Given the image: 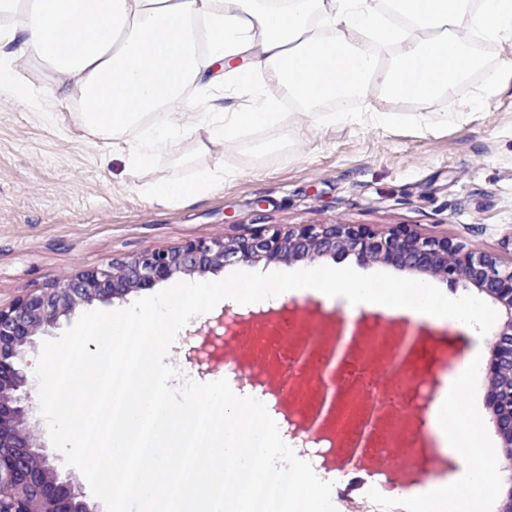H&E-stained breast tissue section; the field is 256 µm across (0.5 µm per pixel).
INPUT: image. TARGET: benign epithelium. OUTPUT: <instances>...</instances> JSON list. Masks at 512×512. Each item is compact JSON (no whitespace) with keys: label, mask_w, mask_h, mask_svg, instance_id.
Masks as SVG:
<instances>
[{"label":"benign epithelium","mask_w":512,"mask_h":512,"mask_svg":"<svg viewBox=\"0 0 512 512\" xmlns=\"http://www.w3.org/2000/svg\"><path fill=\"white\" fill-rule=\"evenodd\" d=\"M353 257L472 288L505 308L508 320L490 343L483 372L502 430L512 436V264L446 237L405 228L379 233L362 224H297L233 239L198 238L145 249L120 262L81 272L0 308V512H92L82 486L50 464L35 433L26 355L35 338L95 301L110 304L176 277L204 275L236 262L315 263Z\"/></svg>","instance_id":"7a95c632"}]
</instances>
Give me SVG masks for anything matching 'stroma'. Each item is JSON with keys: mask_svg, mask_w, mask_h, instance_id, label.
<instances>
[{"mask_svg": "<svg viewBox=\"0 0 512 512\" xmlns=\"http://www.w3.org/2000/svg\"><path fill=\"white\" fill-rule=\"evenodd\" d=\"M32 98L0 96V307L27 292L145 249L248 235L295 224H367L448 237L512 261V82L483 112L445 131L398 132L372 123L317 125L296 112L281 125L292 151L264 162L239 146L179 132L152 167L129 161L138 132L102 137L53 94L56 72L18 43L0 46ZM216 171L215 187L187 203H156L150 183ZM468 359L466 324H425Z\"/></svg>", "mask_w": 512, "mask_h": 512, "instance_id": "obj_1", "label": "stroma"}]
</instances>
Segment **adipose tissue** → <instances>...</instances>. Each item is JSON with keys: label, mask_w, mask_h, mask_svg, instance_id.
I'll list each match as a JSON object with an SVG mask.
<instances>
[{"label": "adipose tissue", "mask_w": 512, "mask_h": 512, "mask_svg": "<svg viewBox=\"0 0 512 512\" xmlns=\"http://www.w3.org/2000/svg\"><path fill=\"white\" fill-rule=\"evenodd\" d=\"M396 5L409 28L391 25L376 0H294L286 11L269 9L267 0H234L230 8L220 0H0L1 14L22 18L0 26V44L20 42L55 68V92L75 103L81 126L103 135L140 129L130 161L144 168L171 145L179 122L195 118L174 115L169 104L184 102L186 90L211 81L226 60L251 58L248 66L225 68L228 82L249 84L268 71L310 106L341 92L364 96L373 84L424 102L483 65L459 28L485 40L512 36V0H482L475 11L468 0ZM215 183L204 170L151 193L163 204L189 201ZM469 376L464 367L445 379L431 408L436 440L454 451L463 434L470 450L484 445L475 409L455 399ZM453 482L463 494L437 487L429 496L435 512H479L487 491L474 473L462 468Z\"/></svg>", "instance_id": "ef3b65f1"}]
</instances>
